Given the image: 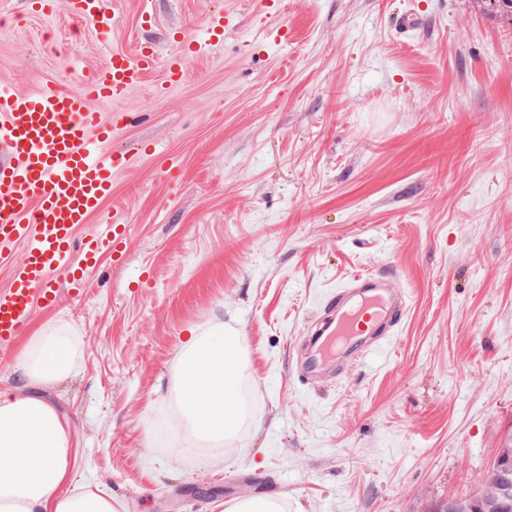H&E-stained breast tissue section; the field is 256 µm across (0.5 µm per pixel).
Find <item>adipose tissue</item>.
I'll return each instance as SVG.
<instances>
[{
  "instance_id": "1",
  "label": "adipose tissue",
  "mask_w": 512,
  "mask_h": 512,
  "mask_svg": "<svg viewBox=\"0 0 512 512\" xmlns=\"http://www.w3.org/2000/svg\"><path fill=\"white\" fill-rule=\"evenodd\" d=\"M240 340L221 327L191 331L179 351L175 405L191 439L173 443L186 456L196 441L220 447L245 417L239 395ZM81 359L80 340L61 327L31 337L19 356L18 384L0 389V512H121L111 495L60 493L75 461L71 427L42 391Z\"/></svg>"
}]
</instances>
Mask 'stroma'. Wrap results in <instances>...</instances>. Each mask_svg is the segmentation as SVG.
I'll return each mask as SVG.
<instances>
[{
    "instance_id": "stroma-1",
    "label": "stroma",
    "mask_w": 512,
    "mask_h": 512,
    "mask_svg": "<svg viewBox=\"0 0 512 512\" xmlns=\"http://www.w3.org/2000/svg\"><path fill=\"white\" fill-rule=\"evenodd\" d=\"M109 27L0 0V78L83 89L112 49L201 40L182 82L160 73L104 119L126 165L84 225L129 221L81 297L0 344V380L47 324L82 361L45 395L70 423L64 491L124 512H224L282 497L286 512H432L479 492L512 448V22L489 0H107ZM155 22L143 27L142 14ZM234 27L204 43L209 16ZM290 39H275L279 28ZM151 154H142V145ZM178 176L167 180V167ZM395 263L410 296L394 341L336 379L303 384L301 342L327 295ZM241 342L249 416L221 453L181 457L168 404L190 329Z\"/></svg>"
}]
</instances>
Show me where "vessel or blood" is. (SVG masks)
<instances>
[{
  "label": "vessel or blood",
  "mask_w": 512,
  "mask_h": 512,
  "mask_svg": "<svg viewBox=\"0 0 512 512\" xmlns=\"http://www.w3.org/2000/svg\"><path fill=\"white\" fill-rule=\"evenodd\" d=\"M67 4L75 20L106 26V0ZM159 67L168 84L181 81L183 58L159 65L154 44L144 41L135 50L108 55L79 95L53 84L20 94L8 80L0 81V266L10 270L9 285L0 290V344L20 335L33 305L57 307L52 274H64L71 292L81 294L87 270L122 240L125 226L117 221L108 233L76 236L111 194L112 176L127 161L109 149L126 114L108 123L90 102L124 97ZM395 277L389 264L353 275L328 295L322 319L304 343L300 379L363 361L391 341L408 311Z\"/></svg>",
  "instance_id": "obj_1"
}]
</instances>
